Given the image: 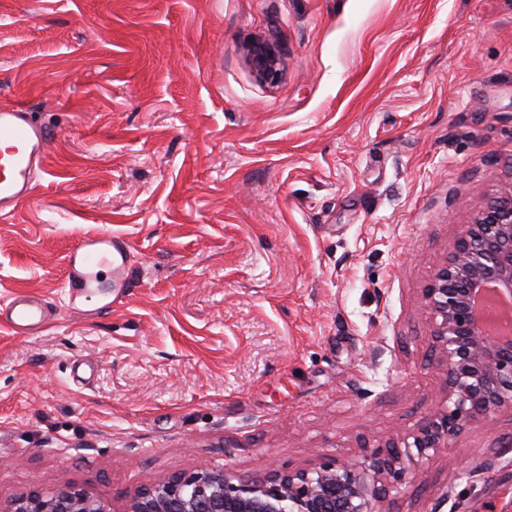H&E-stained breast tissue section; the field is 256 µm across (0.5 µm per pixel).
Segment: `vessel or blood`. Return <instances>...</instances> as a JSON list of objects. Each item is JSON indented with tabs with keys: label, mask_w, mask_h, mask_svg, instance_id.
Instances as JSON below:
<instances>
[{
	"label": "vessel or blood",
	"mask_w": 512,
	"mask_h": 512,
	"mask_svg": "<svg viewBox=\"0 0 512 512\" xmlns=\"http://www.w3.org/2000/svg\"><path fill=\"white\" fill-rule=\"evenodd\" d=\"M51 133L32 120L23 104L0 108V213L12 212L36 186L35 172ZM130 253L114 233L85 236L68 255L65 286L70 298L97 294L100 274L109 271L115 286H122ZM56 310L42 295L16 292L0 302V327L17 334L41 331L52 323Z\"/></svg>",
	"instance_id": "obj_1"
}]
</instances>
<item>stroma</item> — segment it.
<instances>
[{"mask_svg":"<svg viewBox=\"0 0 512 512\" xmlns=\"http://www.w3.org/2000/svg\"><path fill=\"white\" fill-rule=\"evenodd\" d=\"M15 102L53 139L0 218V300L59 315L0 329L1 503L359 458L443 399L422 295L512 184V0H0ZM94 232L127 240V286L73 311ZM511 441L510 411L471 424L381 512H512V469L470 474ZM250 61L262 77L273 79L278 75L279 59L273 49L265 43H257L250 49ZM56 317V309L38 293L16 292L0 303V327L15 334L39 332Z\"/></svg>","mask_w":512,"mask_h":512,"instance_id":"1","label":"stroma"}]
</instances>
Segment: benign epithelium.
<instances>
[{"instance_id":"7a95c632","label":"benign epithelium","mask_w":512,"mask_h":512,"mask_svg":"<svg viewBox=\"0 0 512 512\" xmlns=\"http://www.w3.org/2000/svg\"><path fill=\"white\" fill-rule=\"evenodd\" d=\"M257 73L273 79L279 59L265 43L250 49ZM447 261L423 293L431 336L446 367V401L425 417L413 442L359 460L241 477L202 467L134 494L118 512H379L382 480L406 478L415 459L446 447L470 423L512 410V333L490 338L475 301L488 285L512 297V189L459 225ZM4 512H113L112 504L64 482L11 501Z\"/></svg>"}]
</instances>
